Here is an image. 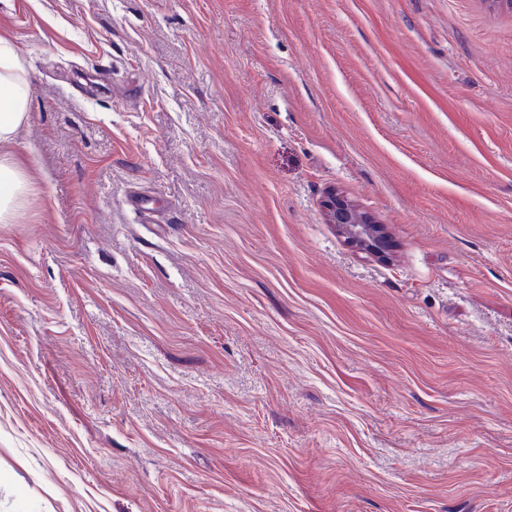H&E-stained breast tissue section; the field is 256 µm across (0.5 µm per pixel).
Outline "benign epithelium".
I'll list each match as a JSON object with an SVG mask.
<instances>
[{"label":"benign epithelium","mask_w":512,"mask_h":512,"mask_svg":"<svg viewBox=\"0 0 512 512\" xmlns=\"http://www.w3.org/2000/svg\"><path fill=\"white\" fill-rule=\"evenodd\" d=\"M327 223L336 225L348 241L369 251L384 255L390 243L373 216L361 211L347 196L334 190L327 193L323 201Z\"/></svg>","instance_id":"7a95c632"}]
</instances>
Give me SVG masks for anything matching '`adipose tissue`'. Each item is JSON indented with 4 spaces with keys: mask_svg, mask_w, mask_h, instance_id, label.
Wrapping results in <instances>:
<instances>
[{
    "mask_svg": "<svg viewBox=\"0 0 512 512\" xmlns=\"http://www.w3.org/2000/svg\"><path fill=\"white\" fill-rule=\"evenodd\" d=\"M29 81L19 58L0 38V144L10 142L27 118ZM27 193V180L11 159L0 156V223H10Z\"/></svg>",
    "mask_w": 512,
    "mask_h": 512,
    "instance_id": "obj_1",
    "label": "adipose tissue"
}]
</instances>
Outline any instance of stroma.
I'll return each instance as SVG.
<instances>
[{
	"mask_svg": "<svg viewBox=\"0 0 512 512\" xmlns=\"http://www.w3.org/2000/svg\"><path fill=\"white\" fill-rule=\"evenodd\" d=\"M0 37V512H512L511 8L0 0ZM29 81L7 39L0 38V144L10 142L27 118ZM27 180L21 168L8 157L0 156V223H10L22 206ZM322 206L327 223L336 224L351 244L378 255L388 252L390 243L379 222L361 211L346 195L332 190L327 193Z\"/></svg>",
	"mask_w": 512,
	"mask_h": 512,
	"instance_id": "stroma-1",
	"label": "stroma"
}]
</instances>
